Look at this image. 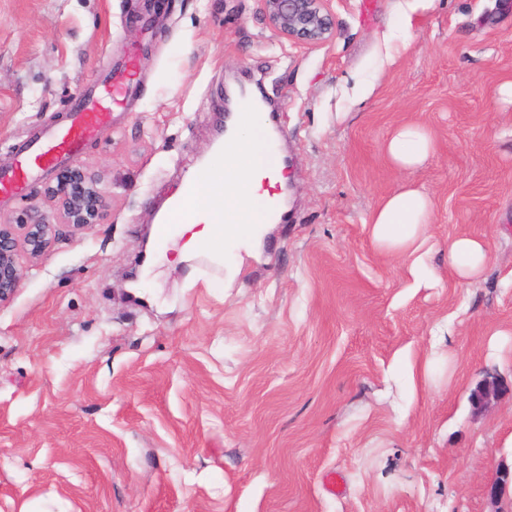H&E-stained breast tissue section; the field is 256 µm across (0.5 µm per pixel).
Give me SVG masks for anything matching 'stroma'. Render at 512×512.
Listing matches in <instances>:
<instances>
[{"mask_svg": "<svg viewBox=\"0 0 512 512\" xmlns=\"http://www.w3.org/2000/svg\"><path fill=\"white\" fill-rule=\"evenodd\" d=\"M361 2L302 46L259 0H0L1 167L137 56L79 159L109 210L0 305V512H488L512 463V0ZM246 73L276 107L287 221L232 279L178 239L140 267ZM408 120L434 139L413 172L385 156ZM406 181L434 201L420 288L368 226ZM462 233L487 245L475 280L448 270Z\"/></svg>", "mask_w": 512, "mask_h": 512, "instance_id": "35a3bbf8", "label": "stroma"}]
</instances>
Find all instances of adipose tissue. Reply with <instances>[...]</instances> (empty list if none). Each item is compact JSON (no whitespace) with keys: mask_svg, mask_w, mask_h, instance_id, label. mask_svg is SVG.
<instances>
[{"mask_svg":"<svg viewBox=\"0 0 512 512\" xmlns=\"http://www.w3.org/2000/svg\"><path fill=\"white\" fill-rule=\"evenodd\" d=\"M433 151L431 135L416 121L400 124L385 146L389 161L406 171L423 167ZM215 164L224 170L222 204L214 205L205 176L199 173L193 177L197 193L191 197L179 194L164 216L186 237L181 259H188L205 242L214 252L229 256L231 266L236 267L244 257L259 255L267 230L261 221V206L271 200L272 189L286 177L282 166L264 154L260 133L247 117L232 119ZM432 214L429 193L406 183L387 195L370 217L373 241L408 260L410 275L421 281L427 278L422 249ZM487 258L480 237L461 234L448 241V266L457 278L476 279Z\"/></svg>","mask_w":512,"mask_h":512,"instance_id":"obj_1","label":"adipose tissue"}]
</instances>
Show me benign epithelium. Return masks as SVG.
<instances>
[{
    "label": "benign epithelium",
    "mask_w": 512,
    "mask_h": 512,
    "mask_svg": "<svg viewBox=\"0 0 512 512\" xmlns=\"http://www.w3.org/2000/svg\"><path fill=\"white\" fill-rule=\"evenodd\" d=\"M260 2L265 21L280 39L320 45L334 35V21L326 8L328 0ZM41 196L53 203L52 214L44 212L34 200L26 208L24 219L15 224H0V304L16 294L27 264L38 262L53 247L99 223L109 203L107 187L81 165L62 169L56 183L46 185ZM498 392L497 382L482 383L475 405L479 409L488 407ZM486 496L489 512H512V464L498 463Z\"/></svg>",
    "instance_id": "7a95c632"
}]
</instances>
